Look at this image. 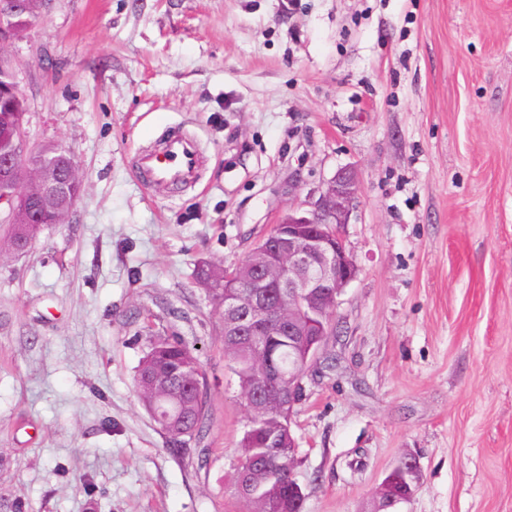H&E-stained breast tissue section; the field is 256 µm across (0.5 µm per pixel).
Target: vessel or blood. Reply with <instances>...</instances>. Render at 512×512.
Returning a JSON list of instances; mask_svg holds the SVG:
<instances>
[{
    "label": "vessel or blood",
    "instance_id": "1",
    "mask_svg": "<svg viewBox=\"0 0 512 512\" xmlns=\"http://www.w3.org/2000/svg\"><path fill=\"white\" fill-rule=\"evenodd\" d=\"M200 157L186 139L175 136L157 151L141 154L138 172L155 185H174L195 179Z\"/></svg>",
    "mask_w": 512,
    "mask_h": 512
}]
</instances>
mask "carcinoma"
I'll list each match as a JSON object with an SVG mask.
<instances>
[{
	"mask_svg": "<svg viewBox=\"0 0 512 512\" xmlns=\"http://www.w3.org/2000/svg\"><path fill=\"white\" fill-rule=\"evenodd\" d=\"M22 110L16 101L0 100V138L6 139V133L18 119ZM199 278L209 281L207 293L217 304H224V271L202 269ZM268 339L277 354L278 367L283 378L277 386L270 389L276 395L288 392V374L304 370L301 363L302 346L292 337L278 328L270 329ZM224 351L232 363L237 375L244 400H249L263 375V340L260 336H248L235 344L228 343L224 337ZM163 367L186 372L194 377L198 388L188 395L180 393L187 384L180 378L174 385L175 393L163 394L159 400L157 418L154 422L169 439V451L175 453L182 448L185 431H199L205 421L206 392L205 375L198 355V349L180 338L164 341H150L148 351L140 361L136 390L143 395V379L155 369ZM291 433V414L288 403L265 412H256L247 407V417L243 436L237 448L239 462L234 470L233 482L239 498L246 504L247 512H304L305 494L292 478L294 461L288 460V454L275 451L276 444H288ZM417 478L398 470H393L385 479L382 497L392 493L414 490Z\"/></svg>",
	"mask_w": 512,
	"mask_h": 512,
	"instance_id": "obj_1",
	"label": "carcinoma"
}]
</instances>
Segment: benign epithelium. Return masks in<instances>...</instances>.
I'll list each match as a JSON object with an SVG mask.
<instances>
[{"instance_id": "benign-epithelium-1", "label": "benign epithelium", "mask_w": 512, "mask_h": 512, "mask_svg": "<svg viewBox=\"0 0 512 512\" xmlns=\"http://www.w3.org/2000/svg\"><path fill=\"white\" fill-rule=\"evenodd\" d=\"M18 9L16 0H0V44L18 35L6 23ZM25 112H20L15 145L0 151V185L19 187L13 195L0 197L14 223L18 209L29 223L43 227L40 213L60 198H69L79 180L76 162L64 168L55 161L65 149L40 151L36 166L20 161L26 155ZM358 199V186L350 172H341L320 192L310 210H290L251 251L252 263L224 271V335L262 336L276 323L290 336L302 337L307 357L314 359L321 347L316 337L328 332L316 321L323 312L334 314L338 298L359 271L341 234ZM270 288L280 292L273 296Z\"/></svg>"}]
</instances>
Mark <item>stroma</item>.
<instances>
[{
    "label": "stroma",
    "instance_id": "1",
    "mask_svg": "<svg viewBox=\"0 0 512 512\" xmlns=\"http://www.w3.org/2000/svg\"><path fill=\"white\" fill-rule=\"evenodd\" d=\"M0 54L27 148L82 177L0 253V512H241L246 407L197 270L343 170L359 272L292 416L305 512H371L407 455L396 512H512V0H52ZM178 135L197 181H138ZM170 335L208 384L177 454L135 388ZM418 478L419 476L412 477L400 472L399 470H393L384 481L380 503L389 494L404 492L407 490V488L410 491V495L412 496Z\"/></svg>",
    "mask_w": 512,
    "mask_h": 512
}]
</instances>
